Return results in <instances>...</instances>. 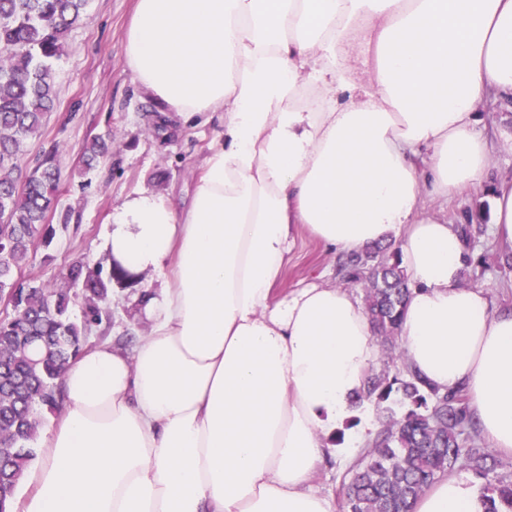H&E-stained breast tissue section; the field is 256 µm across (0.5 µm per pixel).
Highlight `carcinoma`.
<instances>
[{
  "instance_id": "carcinoma-1",
  "label": "carcinoma",
  "mask_w": 512,
  "mask_h": 512,
  "mask_svg": "<svg viewBox=\"0 0 512 512\" xmlns=\"http://www.w3.org/2000/svg\"><path fill=\"white\" fill-rule=\"evenodd\" d=\"M88 0H0V296L12 312L0 320V512H11L15 494L37 457L40 410H53L70 361L109 316L103 307L113 284L129 287L138 276L116 259L108 272L81 259L67 266L56 288L28 284L14 289L35 242L50 245L55 228L47 214L60 194L55 153L36 160L25 176L18 161L41 129L57 93L54 66L66 53L69 31L83 18ZM112 152V134L82 146L86 171ZM467 249L481 225L464 213L456 225ZM512 271V250L481 270ZM336 276L360 286L365 310L382 346L393 344L410 293L399 251L381 246L340 255ZM81 306V315L74 313ZM391 368L367 375L359 400L373 402L382 427L348 466L342 512H411L414 500L435 479L457 468L486 478L485 512H512V475L480 447V434L465 390H440L412 371L402 355Z\"/></svg>"
}]
</instances>
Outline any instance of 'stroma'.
Returning <instances> with one entry per match:
<instances>
[{
  "instance_id": "1",
  "label": "stroma",
  "mask_w": 512,
  "mask_h": 512,
  "mask_svg": "<svg viewBox=\"0 0 512 512\" xmlns=\"http://www.w3.org/2000/svg\"><path fill=\"white\" fill-rule=\"evenodd\" d=\"M135 0H89L82 21L69 33L67 52L55 65L57 102L41 133L27 143L22 169L50 148L59 150L61 194L48 218L56 235L50 246L36 245L21 277L26 282H60L76 258L105 263L103 235L112 214L129 194L141 189L188 202L203 161L220 131L218 117L182 125L161 112L125 67L124 38ZM483 129L494 145L490 179L512 180V102L489 100L479 109ZM111 134L112 153L101 160L84 185L82 146ZM337 250L307 228H300L283 278L282 297L308 282L336 284ZM154 273L141 272L139 284L114 288L110 340L149 332L151 320L138 301L141 289L157 287Z\"/></svg>"
}]
</instances>
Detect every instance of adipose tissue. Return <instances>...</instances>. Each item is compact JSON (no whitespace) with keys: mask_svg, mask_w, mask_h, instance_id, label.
Here are the masks:
<instances>
[{"mask_svg":"<svg viewBox=\"0 0 512 512\" xmlns=\"http://www.w3.org/2000/svg\"><path fill=\"white\" fill-rule=\"evenodd\" d=\"M124 44L163 111L220 113L219 144L188 204L143 189L113 214L107 251L161 282L153 324L70 362L14 512H338L309 482L328 449L370 436L373 408L352 400L376 345L344 288L274 297L302 226L345 252L399 249L406 362L463 387L511 457L512 310L465 284L464 241L420 203L490 189L512 243V182L490 185L477 129L483 101L512 98V0H136ZM411 512L485 504L447 477Z\"/></svg>","mask_w":512,"mask_h":512,"instance_id":"adipose-tissue-1","label":"adipose tissue"}]
</instances>
